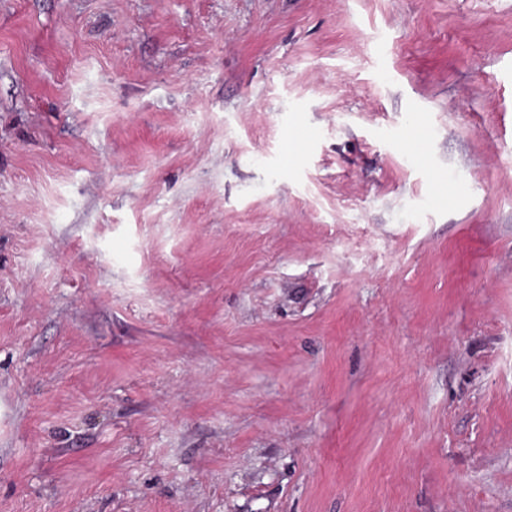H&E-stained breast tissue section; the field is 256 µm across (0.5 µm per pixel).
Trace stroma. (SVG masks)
<instances>
[{
    "label": "stroma",
    "instance_id": "stroma-1",
    "mask_svg": "<svg viewBox=\"0 0 512 512\" xmlns=\"http://www.w3.org/2000/svg\"><path fill=\"white\" fill-rule=\"evenodd\" d=\"M0 512H512V0H0Z\"/></svg>",
    "mask_w": 512,
    "mask_h": 512
}]
</instances>
